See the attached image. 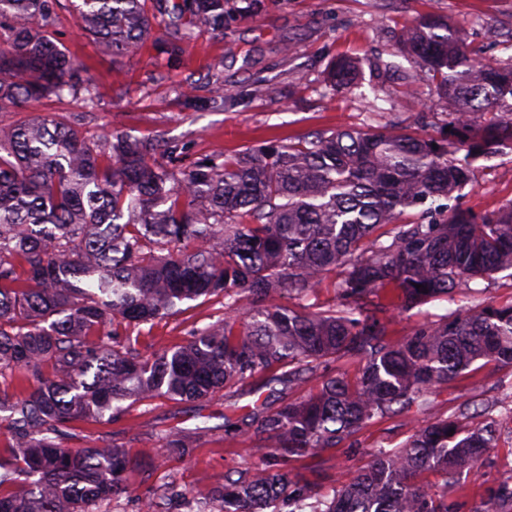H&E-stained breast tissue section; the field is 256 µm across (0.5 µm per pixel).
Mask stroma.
Returning <instances> with one entry per match:
<instances>
[{
    "mask_svg": "<svg viewBox=\"0 0 512 512\" xmlns=\"http://www.w3.org/2000/svg\"><path fill=\"white\" fill-rule=\"evenodd\" d=\"M224 29H203L180 53L169 48L170 36L155 27L152 42L135 55L112 58L98 53L82 35L70 9L57 11L56 37L83 64L104 97L99 110L85 112L80 100L33 103L23 119L48 112L84 113L91 131L143 137L161 135L176 145L181 167L201 158L231 154L276 138L309 135L336 127L370 130L373 107L380 124L410 125L424 115L426 134L447 135L448 104L426 85L414 99L402 92L413 69L400 54L398 33L406 21L433 14L449 23H465L468 43L483 61L512 62V0H225ZM294 54H286L287 45ZM347 56L362 60L357 89L338 93L326 84L329 63ZM221 75L232 86L234 99L223 109L208 105V82ZM463 190V202L481 213L512 203V152L483 159ZM512 302V277L499 273L472 281L451 301H434L408 313L390 315L393 338L417 325L443 320L459 311ZM214 302L190 301L182 313L141 326L143 343L160 350L182 344L193 328L215 322ZM265 376L234 387L207 401L175 403L155 400L137 405L118 420L75 422L61 435L69 448L122 445L130 453L159 448V434L170 428L208 431L183 458L155 457L148 472L128 473L129 491L112 501L108 512H140L147 491H156L167 512H212V490L224 475L260 466L255 443L246 435L224 432L228 402L238 405L279 398L264 387ZM487 405L480 421L499 422L497 446L478 466L477 475L461 474L466 490L461 512H489L487 491L512 470V365L488 362L467 370L454 381L434 387L430 399L437 414L450 416L472 399ZM424 416L411 408L360 429L342 441L339 450L319 458H301L293 467L310 483L319 499L332 498L337 475H352L379 449L402 446Z\"/></svg>",
    "mask_w": 512,
    "mask_h": 512,
    "instance_id": "obj_1",
    "label": "stroma"
}]
</instances>
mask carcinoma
I'll return each instance as SVG.
<instances>
[{"label": "carcinoma", "mask_w": 512, "mask_h": 512, "mask_svg": "<svg viewBox=\"0 0 512 512\" xmlns=\"http://www.w3.org/2000/svg\"><path fill=\"white\" fill-rule=\"evenodd\" d=\"M61 0H0V112L97 87L58 46ZM98 50L137 52L153 18L181 40L224 27V0H69ZM464 29L435 15L403 26L400 51L448 100V137L419 129L338 128L212 155L183 171L157 136L112 137L77 115L48 113L0 124V512H90L119 498L143 454L122 445L67 448L77 420L118 419L145 400H208L260 374L281 385L280 405L231 404L224 431L254 438L256 471L224 475L217 512H459L448 476L474 472L494 447L495 422L468 428L435 414L399 448L380 449L329 500L311 501L291 463L318 457L362 427L415 405L479 360L512 363V303L426 323L399 340L377 314L450 298L465 280L512 272V205L475 213L458 192L472 164L512 151V64L479 61ZM360 62L335 59L328 80L350 89ZM231 89L210 84L224 108ZM350 304L309 312L329 277ZM422 288H416V285ZM213 300L224 317L185 343L150 355L140 326ZM364 354L352 379L325 373L305 400L288 391L341 357ZM207 431L161 433L163 455L182 458ZM439 476L435 493L422 478ZM512 512V474L490 491Z\"/></svg>", "instance_id": "carcinoma-1"}]
</instances>
